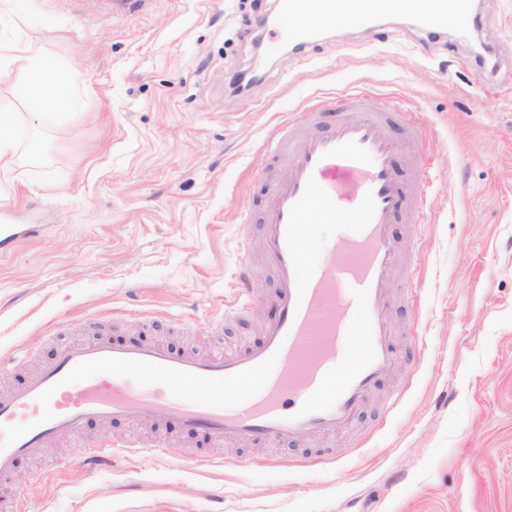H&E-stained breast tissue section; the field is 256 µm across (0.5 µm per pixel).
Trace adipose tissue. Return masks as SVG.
<instances>
[{"mask_svg":"<svg viewBox=\"0 0 512 512\" xmlns=\"http://www.w3.org/2000/svg\"><path fill=\"white\" fill-rule=\"evenodd\" d=\"M13 69L25 79L14 86L10 102H0V173L14 170L18 161L16 130L29 125L34 132L53 124L56 107L66 92L81 82L80 73L64 69L42 48V39L27 36L24 39L0 42V71ZM22 103L24 111H16L15 103Z\"/></svg>","mask_w":512,"mask_h":512,"instance_id":"obj_1","label":"adipose tissue"}]
</instances>
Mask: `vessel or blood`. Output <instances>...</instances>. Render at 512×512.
<instances>
[{"instance_id":"obj_1","label":"vessel or blood","mask_w":512,"mask_h":512,"mask_svg":"<svg viewBox=\"0 0 512 512\" xmlns=\"http://www.w3.org/2000/svg\"><path fill=\"white\" fill-rule=\"evenodd\" d=\"M312 2L280 3L277 28L298 50L313 41ZM401 13L429 31L470 20L466 0H357L352 21ZM401 119L363 88L348 91L338 110L309 102L269 148L274 157L287 153L290 172L263 217L260 244L279 313L261 341L209 356L107 339L64 344L53 362L0 395V478L18 457L92 420L177 423L218 447L228 439L306 445L357 421L399 359L388 315L389 273L400 252L389 226L403 214L418 227L428 196L420 122L405 120L398 144L385 133ZM399 148L409 161L398 179L390 158ZM311 223L353 224L358 232L334 239L340 261L315 262Z\"/></svg>"}]
</instances>
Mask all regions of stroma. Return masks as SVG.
Instances as JSON below:
<instances>
[{"mask_svg": "<svg viewBox=\"0 0 512 512\" xmlns=\"http://www.w3.org/2000/svg\"><path fill=\"white\" fill-rule=\"evenodd\" d=\"M469 6L484 66L461 30L409 15L272 54L276 0H0L1 39L41 33L84 76L78 118L0 179V225L45 228L0 256V385L97 332L199 353L259 342L274 282L240 240L261 237L288 176L268 147L310 98L361 84L419 113L430 180L422 244L391 272L402 393L381 430L378 391L356 426L315 440L321 462L284 439L229 440L209 464L208 441L175 426L92 468L82 449L134 429L90 422L19 459L0 512H512V0ZM247 264L251 310L225 321Z\"/></svg>", "mask_w": 512, "mask_h": 512, "instance_id": "1", "label": "stroma"}]
</instances>
